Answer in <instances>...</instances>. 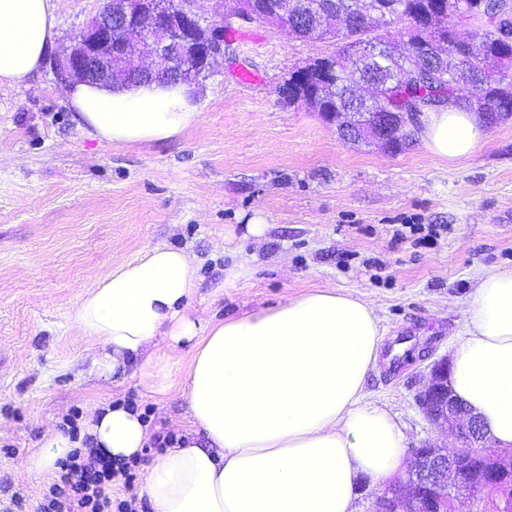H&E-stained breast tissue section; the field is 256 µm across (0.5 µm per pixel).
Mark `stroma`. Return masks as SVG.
I'll return each instance as SVG.
<instances>
[{
  "label": "stroma",
  "instance_id": "stroma-1",
  "mask_svg": "<svg viewBox=\"0 0 512 512\" xmlns=\"http://www.w3.org/2000/svg\"><path fill=\"white\" fill-rule=\"evenodd\" d=\"M103 0H63V47ZM268 24L234 26L224 57L196 85L199 121L181 136L122 147L80 127L50 68L0 85V493L36 512L53 474L27 468L70 417L121 405L152 432L188 435L184 368L164 400L138 364L103 378L95 345L69 312L81 286L152 243L190 252V309L205 320L274 308L316 289L371 302L384 345L364 391L399 421L406 448L440 439L415 396L451 355L477 275L512 268V122L448 161L423 141L392 154L343 143L336 128L280 88L334 55ZM264 237L246 232L253 218ZM403 224L436 237L397 239ZM247 274L227 283L230 268Z\"/></svg>",
  "mask_w": 512,
  "mask_h": 512
}]
</instances>
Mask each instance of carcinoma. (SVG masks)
I'll return each instance as SVG.
<instances>
[{
    "instance_id": "1",
    "label": "carcinoma",
    "mask_w": 512,
    "mask_h": 512,
    "mask_svg": "<svg viewBox=\"0 0 512 512\" xmlns=\"http://www.w3.org/2000/svg\"><path fill=\"white\" fill-rule=\"evenodd\" d=\"M360 0H305L288 12V24L303 40H336V55L306 65L288 78L294 105L319 100L313 111L367 112L363 85H378L385 106L394 112H428L444 102L484 114L483 123L496 127L512 116V38L500 36L496 22L504 0H372L387 5V23L402 24L400 36L413 50H399L397 36L375 32L363 22ZM257 12L256 21L275 25L282 17L268 11L269 0H243ZM446 12L461 19L483 41L473 55L452 27L426 24L429 16ZM371 46L375 53H360ZM485 86L482 97L468 87Z\"/></svg>"
}]
</instances>
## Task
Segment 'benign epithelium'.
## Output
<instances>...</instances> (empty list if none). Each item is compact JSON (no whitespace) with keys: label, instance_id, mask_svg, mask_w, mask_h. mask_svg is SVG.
Wrapping results in <instances>:
<instances>
[{"label":"benign epithelium","instance_id":"1","mask_svg":"<svg viewBox=\"0 0 512 512\" xmlns=\"http://www.w3.org/2000/svg\"><path fill=\"white\" fill-rule=\"evenodd\" d=\"M195 0H180L169 9L163 0H112L70 40L69 47L54 57L51 70L58 82L110 84L130 73L163 71L197 82L211 63L224 56V26L202 24ZM149 49L154 66L133 62L137 47ZM365 120L337 126L348 143L358 137L384 145L402 129L418 123L415 112H366ZM417 406L434 426L456 436L460 448L431 443L415 448L404 473L386 484L375 497L372 512H485L482 487L499 488L501 500L512 497V451L486 448L487 434L469 409L448 388V358L434 361L426 383L416 394Z\"/></svg>","mask_w":512,"mask_h":512}]
</instances>
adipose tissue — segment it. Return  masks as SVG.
Returning a JSON list of instances; mask_svg holds the SVG:
<instances>
[{
    "label": "adipose tissue",
    "instance_id": "ef3b65f1",
    "mask_svg": "<svg viewBox=\"0 0 512 512\" xmlns=\"http://www.w3.org/2000/svg\"><path fill=\"white\" fill-rule=\"evenodd\" d=\"M58 9L57 0H0V83H24L42 66ZM64 93L79 125L116 146L176 138L200 117L184 83L77 81ZM420 134L451 161L485 141L478 116L452 105L426 113ZM195 275L185 250L147 245L96 278L70 312L98 346V372L142 359L155 396L171 391L180 347L193 344L184 389L207 443L189 441L150 462L141 494L151 512H353L358 479L392 477L405 446L396 418L364 394L383 340L375 307L323 288L205 322L188 311ZM160 335L165 349L151 350ZM449 385L495 446L512 447V269L480 275ZM85 428L117 459L138 456L152 439L141 417L119 405L92 413Z\"/></svg>",
    "mask_w": 512,
    "mask_h": 512
}]
</instances>
